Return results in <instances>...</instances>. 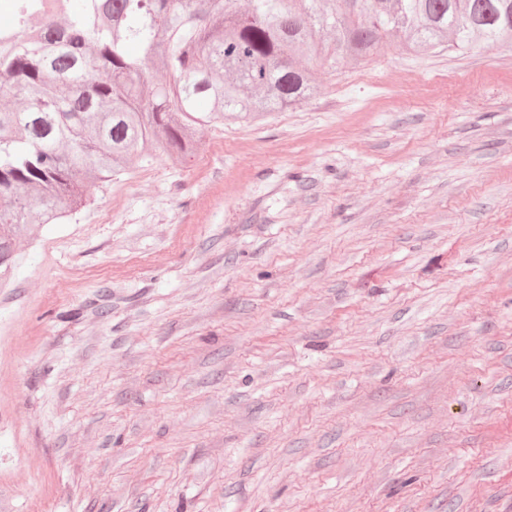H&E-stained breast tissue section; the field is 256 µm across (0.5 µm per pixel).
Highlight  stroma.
Segmentation results:
<instances>
[{
  "label": "stroma",
  "mask_w": 512,
  "mask_h": 512,
  "mask_svg": "<svg viewBox=\"0 0 512 512\" xmlns=\"http://www.w3.org/2000/svg\"><path fill=\"white\" fill-rule=\"evenodd\" d=\"M0 282V512H512V50L325 67Z\"/></svg>",
  "instance_id": "obj_1"
}]
</instances>
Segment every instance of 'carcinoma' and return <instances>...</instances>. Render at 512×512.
Wrapping results in <instances>:
<instances>
[{
	"mask_svg": "<svg viewBox=\"0 0 512 512\" xmlns=\"http://www.w3.org/2000/svg\"><path fill=\"white\" fill-rule=\"evenodd\" d=\"M512 46V0H55L0 37V278L34 228L158 145L175 163L199 130L294 109L313 68ZM164 72L156 79L155 73Z\"/></svg>",
	"mask_w": 512,
	"mask_h": 512,
	"instance_id": "carcinoma-1",
	"label": "carcinoma"
}]
</instances>
